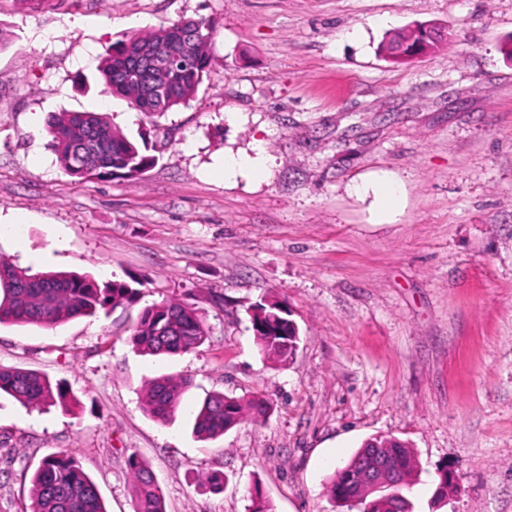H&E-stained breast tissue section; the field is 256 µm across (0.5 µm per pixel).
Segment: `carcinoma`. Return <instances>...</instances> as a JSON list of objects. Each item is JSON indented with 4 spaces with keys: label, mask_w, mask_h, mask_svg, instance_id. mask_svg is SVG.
Segmentation results:
<instances>
[{
    "label": "carcinoma",
    "mask_w": 512,
    "mask_h": 512,
    "mask_svg": "<svg viewBox=\"0 0 512 512\" xmlns=\"http://www.w3.org/2000/svg\"><path fill=\"white\" fill-rule=\"evenodd\" d=\"M423 25L390 36L381 51L391 57L395 46L425 47L426 53L443 48L422 33ZM216 24L211 20L184 19L145 33L134 34L108 49L100 66L102 92L131 100L143 97L135 110L146 117H161L186 103L197 92L211 64L210 48ZM196 34L183 61L165 70L149 65L146 55L162 45H181ZM48 146L59 168L72 178L85 179L101 173L122 178L142 174L154 163L140 146L112 127L101 112H57L48 120ZM137 289L124 281L98 282L75 272H34L0 257V324L52 328L70 319L92 317L101 311L126 308L136 302ZM252 329L262 354L274 362L292 358L300 341L299 330L288 309L276 300L258 305L251 316ZM207 339L204 321L192 305L166 300L144 308L131 328L128 342L138 353L175 356L194 350ZM192 386L187 377L161 376L145 387L143 402L154 418H172ZM23 406L40 408L74 404L63 387L32 370L0 366V394ZM272 412L264 397L228 396L209 393L200 404L193 424L198 438H215L245 421H258ZM382 447L364 455L359 448L331 478L329 492L340 506L349 505L358 487L365 483L364 471L371 465L387 464L404 473V486L412 485L418 461L404 442L376 438ZM136 512H165L164 495L150 464L140 458L129 461ZM248 512H273L259 483L248 491ZM369 512H412L409 500L375 493L366 499ZM28 512H106L95 482L70 454L45 457L31 479Z\"/></svg>",
    "instance_id": "1"
}]
</instances>
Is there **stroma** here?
Returning a JSON list of instances; mask_svg holds the SVG:
<instances>
[{
  "label": "stroma",
  "instance_id": "1",
  "mask_svg": "<svg viewBox=\"0 0 512 512\" xmlns=\"http://www.w3.org/2000/svg\"><path fill=\"white\" fill-rule=\"evenodd\" d=\"M213 18L212 66L152 120L101 92L105 49ZM441 28L443 50L395 61L391 32ZM0 257L135 285L126 309L55 328L0 325V364L48 375L74 406L0 397V512H24L45 456L74 455L107 512H135L129 457L166 512H341L335 467L376 436L407 443L414 512H512V0H0ZM104 112L156 158L134 178L57 166L49 114ZM262 153L265 180L224 175ZM389 175L397 210L353 185ZM194 306L208 329L177 356L135 353L139 310ZM285 304L293 359L260 352L250 311ZM193 385L149 415L158 376ZM260 394L262 422L193 435L207 394ZM455 487L437 501L440 470ZM220 471L222 491L202 486ZM191 386L192 380L187 377L161 376L151 379L145 387L144 407L152 417L161 421L169 420Z\"/></svg>",
  "mask_w": 512,
  "mask_h": 512
}]
</instances>
